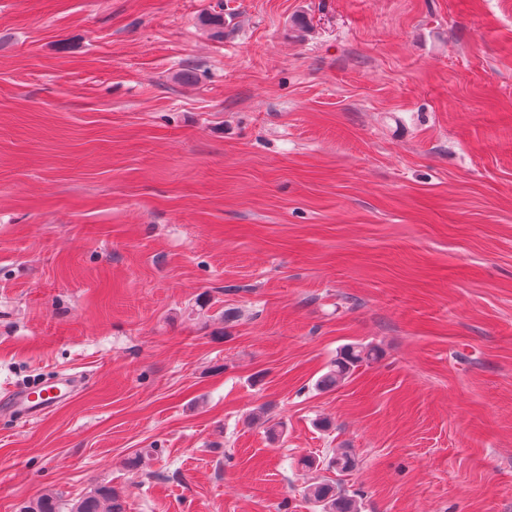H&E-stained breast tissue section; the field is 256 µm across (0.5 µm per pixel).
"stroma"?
<instances>
[{
	"label": "stroma",
	"mask_w": 512,
	"mask_h": 512,
	"mask_svg": "<svg viewBox=\"0 0 512 512\" xmlns=\"http://www.w3.org/2000/svg\"><path fill=\"white\" fill-rule=\"evenodd\" d=\"M61 373L0 512H512V0H0V393ZM374 359V351L366 346H350L316 383L319 390H332L344 382L351 371V368L358 364ZM307 495L309 500L322 507V512H358L357 501L352 496L336 493L330 484L312 485ZM19 512H125V505L110 486L99 484L86 494L66 501L55 495H43L23 503Z\"/></svg>",
	"instance_id": "1"
}]
</instances>
